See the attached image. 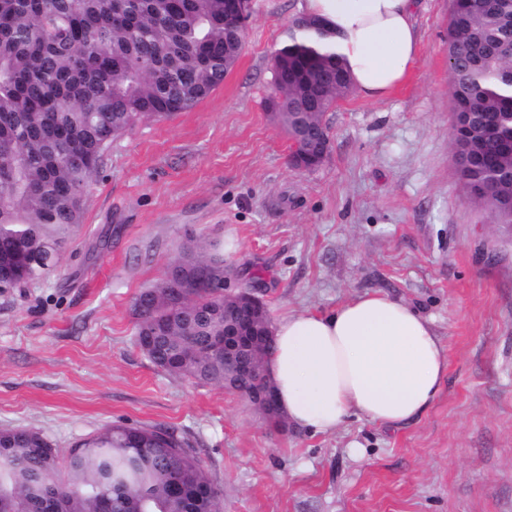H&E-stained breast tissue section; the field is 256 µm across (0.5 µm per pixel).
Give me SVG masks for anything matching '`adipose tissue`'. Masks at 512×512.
I'll return each instance as SVG.
<instances>
[{"mask_svg": "<svg viewBox=\"0 0 512 512\" xmlns=\"http://www.w3.org/2000/svg\"><path fill=\"white\" fill-rule=\"evenodd\" d=\"M300 9L334 31L327 49L365 99L388 96L417 60L415 0H302ZM274 336L265 366L279 406L288 420L322 434L352 414L388 427L417 418L448 369L431 320L379 294L285 317Z\"/></svg>", "mask_w": 512, "mask_h": 512, "instance_id": "1", "label": "adipose tissue"}]
</instances>
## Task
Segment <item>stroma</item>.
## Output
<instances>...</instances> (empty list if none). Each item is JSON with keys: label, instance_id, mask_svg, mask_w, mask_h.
Here are the masks:
<instances>
[{"label": "stroma", "instance_id": "1", "mask_svg": "<svg viewBox=\"0 0 512 512\" xmlns=\"http://www.w3.org/2000/svg\"><path fill=\"white\" fill-rule=\"evenodd\" d=\"M300 0H252L237 66L194 110L113 141L57 270L0 294V427L68 450L107 424L175 430L224 512H512V237L463 200L452 158L451 0H419L417 61L380 101L323 117L331 152L288 162L271 57ZM111 231L108 252L89 247ZM190 233L225 244V292L252 275L272 321L366 293L429 318L448 351L438 395L383 427L273 428L243 398L156 367L131 306Z\"/></svg>", "mask_w": 512, "mask_h": 512}]
</instances>
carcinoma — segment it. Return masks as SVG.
Instances as JSON below:
<instances>
[{
    "instance_id": "cac0c4a2",
    "label": "carcinoma",
    "mask_w": 512,
    "mask_h": 512,
    "mask_svg": "<svg viewBox=\"0 0 512 512\" xmlns=\"http://www.w3.org/2000/svg\"><path fill=\"white\" fill-rule=\"evenodd\" d=\"M246 28L224 20V0H0V293L43 279L81 224L87 190L119 136L146 120L187 112L223 82ZM327 33L297 18L272 57L274 107L288 136L350 92ZM453 111L470 101V131L457 152L481 153L512 137V0H457L448 22ZM488 196L465 193L500 227L512 226V154L467 171L463 189L488 179ZM174 261L207 265L203 288L175 306L154 284L132 305L134 336L153 337L148 358L167 373L224 388V241L188 235ZM39 430L0 428V504L6 512H217L223 492L174 430L106 425L67 452Z\"/></svg>"
}]
</instances>
